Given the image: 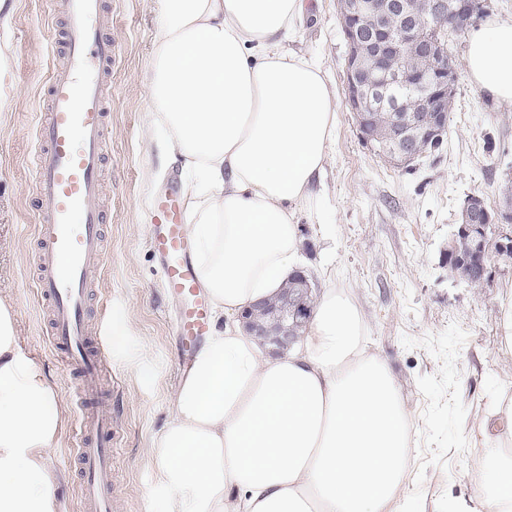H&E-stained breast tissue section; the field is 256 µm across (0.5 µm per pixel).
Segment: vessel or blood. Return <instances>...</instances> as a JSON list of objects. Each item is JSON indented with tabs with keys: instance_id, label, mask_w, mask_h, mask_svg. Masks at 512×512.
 I'll return each instance as SVG.
<instances>
[{
	"instance_id": "b4317fda",
	"label": "vessel or blood",
	"mask_w": 512,
	"mask_h": 512,
	"mask_svg": "<svg viewBox=\"0 0 512 512\" xmlns=\"http://www.w3.org/2000/svg\"><path fill=\"white\" fill-rule=\"evenodd\" d=\"M53 4L65 18L66 60L51 72L47 110L35 126L39 249L33 286L49 307V346L77 379L72 447L81 512H112V415L96 404L110 351L102 337L90 333L87 317L90 274L102 270L107 258L100 173L108 138L104 75L112 68L113 42L105 32L102 0ZM148 245L164 288L181 303L173 332L185 351H193L209 333L211 313L197 285L177 189L154 204Z\"/></svg>"
}]
</instances>
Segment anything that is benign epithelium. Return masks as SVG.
I'll return each mask as SVG.
<instances>
[{
    "label": "benign epithelium",
    "mask_w": 512,
    "mask_h": 512,
    "mask_svg": "<svg viewBox=\"0 0 512 512\" xmlns=\"http://www.w3.org/2000/svg\"><path fill=\"white\" fill-rule=\"evenodd\" d=\"M341 28L348 46L344 81L348 104L357 117L365 143H383L387 159L406 166L418 158L412 153L418 142L434 143L448 128V99L453 94L457 71L448 59V33L464 32L480 16L478 0H425L424 14L391 32L377 24L362 29L361 14L368 5L357 0H337ZM393 113L383 133L377 135L369 112ZM465 223L458 224L448 245L470 243V252L460 256V279L469 287L487 285L492 279V256L508 257L512 235H497L495 224L512 221L507 207L490 216L479 196L468 197ZM312 286L299 271L278 302H261L245 312L249 332L263 338L273 355L288 350L310 315Z\"/></svg>",
    "instance_id": "obj_1"
}]
</instances>
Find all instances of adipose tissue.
Segmentation results:
<instances>
[{"mask_svg": "<svg viewBox=\"0 0 512 512\" xmlns=\"http://www.w3.org/2000/svg\"><path fill=\"white\" fill-rule=\"evenodd\" d=\"M147 129L185 176L187 230L214 320L148 450L163 512H413L411 413L368 347L348 292L326 289L296 345L271 355L239 315L277 296L300 260L297 217L320 216L336 98L320 60L288 47L305 0H157ZM468 73L512 109V19L468 37ZM62 409L20 347L0 295V512H54ZM468 440L470 497L512 512V390Z\"/></svg>", "mask_w": 512, "mask_h": 512, "instance_id": "adipose-tissue-1", "label": "adipose tissue"}]
</instances>
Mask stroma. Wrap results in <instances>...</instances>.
<instances>
[{"mask_svg":"<svg viewBox=\"0 0 512 512\" xmlns=\"http://www.w3.org/2000/svg\"><path fill=\"white\" fill-rule=\"evenodd\" d=\"M290 48L319 58L336 94V141L324 178L323 223L300 213L302 268L313 288L347 291L361 309L372 351L390 367L419 435L412 463L415 512H445L449 498L472 495L465 465L479 462L466 436L489 409L493 390L512 389V353L500 346L503 303L512 299V265L497 266L490 284L470 288L448 268V242L464 200L490 208L512 178V111L472 82L464 64L467 37L449 46L459 65L453 112L439 151L396 168L361 139L350 112L343 71L346 44L336 0H308ZM116 57L106 77L109 137L102 173L108 261L91 292L89 325L111 336L113 318L131 323L112 349L113 497L115 512H161L165 493L147 450L170 413L182 360L172 325L178 302L166 294L146 245L152 198L181 185L179 165L158 143H145L149 110L143 78L156 33L154 0H102ZM50 0H10L0 29V91L11 110L0 118V292L10 296L24 353L53 384L65 408L53 447L59 479L55 512H78L77 474L68 463L77 409L71 378L47 343L49 311L38 303L33 239L34 120L45 99L54 39L64 21Z\"/></svg>","mask_w":512,"mask_h":512,"instance_id":"35a3bbf8","label":"stroma"}]
</instances>
